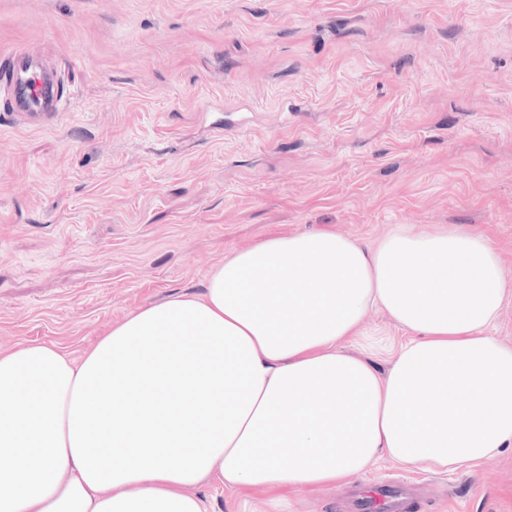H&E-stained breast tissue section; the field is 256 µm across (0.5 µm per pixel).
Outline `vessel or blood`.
<instances>
[{"mask_svg": "<svg viewBox=\"0 0 512 512\" xmlns=\"http://www.w3.org/2000/svg\"><path fill=\"white\" fill-rule=\"evenodd\" d=\"M6 58L9 78L0 84V96L4 97L11 111L25 113L38 122L59 118L66 109L59 73L44 69L23 46L9 51ZM385 501L406 503L405 485L400 482L379 484L372 495L361 499L360 506L363 512H378Z\"/></svg>", "mask_w": 512, "mask_h": 512, "instance_id": "1", "label": "vessel or blood"}]
</instances>
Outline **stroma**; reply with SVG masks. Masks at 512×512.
Listing matches in <instances>:
<instances>
[{
    "mask_svg": "<svg viewBox=\"0 0 512 512\" xmlns=\"http://www.w3.org/2000/svg\"><path fill=\"white\" fill-rule=\"evenodd\" d=\"M72 101L29 128L0 102V349L79 357L144 302L201 292L272 236L377 240L404 224L489 239L512 282V0H0ZM369 310L346 347L387 370ZM419 486L414 512H512V449ZM209 512H341L349 487L231 494Z\"/></svg>",
    "mask_w": 512,
    "mask_h": 512,
    "instance_id": "obj_1",
    "label": "stroma"
}]
</instances>
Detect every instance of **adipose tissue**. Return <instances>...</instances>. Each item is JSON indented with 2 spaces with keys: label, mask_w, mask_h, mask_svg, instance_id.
Here are the masks:
<instances>
[{
  "label": "adipose tissue",
  "mask_w": 512,
  "mask_h": 512,
  "mask_svg": "<svg viewBox=\"0 0 512 512\" xmlns=\"http://www.w3.org/2000/svg\"><path fill=\"white\" fill-rule=\"evenodd\" d=\"M511 295L477 235L299 232L141 305L80 358L0 350V512H208L194 486L486 463L512 447V347L486 334ZM374 307L407 334L384 374L344 346Z\"/></svg>",
  "instance_id": "adipose-tissue-1"
}]
</instances>
